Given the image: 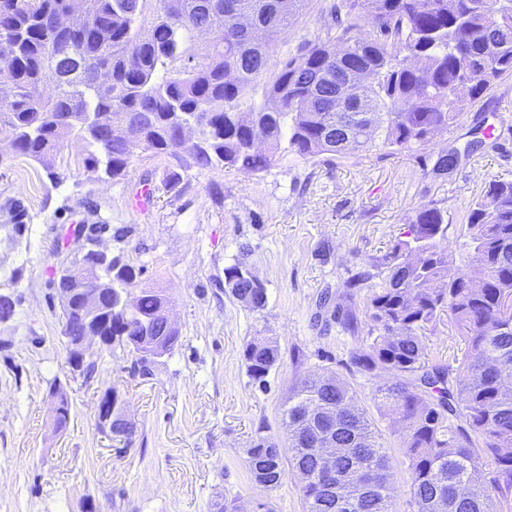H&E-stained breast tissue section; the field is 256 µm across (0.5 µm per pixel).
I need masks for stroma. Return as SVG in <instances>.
I'll use <instances>...</instances> for the list:
<instances>
[{"label": "stroma", "instance_id": "1", "mask_svg": "<svg viewBox=\"0 0 512 512\" xmlns=\"http://www.w3.org/2000/svg\"><path fill=\"white\" fill-rule=\"evenodd\" d=\"M325 0H307L280 51L320 32ZM494 136L466 154L477 128ZM461 151L459 166L435 175L438 155ZM83 141L67 138L47 162L15 154L0 130V294L17 304L0 322V512H218V503L268 504L303 512L293 476L266 490L245 466L260 427L280 446L289 387L330 369L357 394L395 469L396 512H413L397 425L372 400L374 380L350 354L370 338L368 288L352 282L402 239L421 204L448 210L441 249L471 272L462 224L492 179L512 180V75L503 77L452 129L410 153L375 147L311 162L280 155L261 172L183 171L166 187L165 158L136 149L127 176L91 169ZM81 224H106L105 243L146 272L142 288L164 289L180 341L152 376L134 372V352L93 351L91 379L72 374L62 343V313L52 283L80 254ZM122 239H115V231ZM246 261L268 291L253 311L224 291L225 267ZM327 307H320L322 294ZM356 315V329L336 312ZM255 336L276 337L281 359L266 383L243 359ZM428 361L457 375L465 345L448 319L424 332ZM71 406L61 431L51 423L52 384ZM112 392L135 426L131 441L98 428L97 405Z\"/></svg>", "mask_w": 512, "mask_h": 512}]
</instances>
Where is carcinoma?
<instances>
[{
  "label": "carcinoma",
  "instance_id": "cac0c4a2",
  "mask_svg": "<svg viewBox=\"0 0 512 512\" xmlns=\"http://www.w3.org/2000/svg\"><path fill=\"white\" fill-rule=\"evenodd\" d=\"M59 0H0V70L11 86L0 96V128L11 133L15 152L44 161L74 135L88 148L87 163L124 179L134 146L111 134L124 123L141 126L143 148L168 158L178 170L235 167L269 169L280 151L306 162L342 157L382 145L411 152L435 133L457 124L496 82L512 75V0H334L322 33L270 72L279 36L299 17L306 0H90L92 13L110 18L111 35L93 32L71 42L47 27ZM152 36H140L147 13ZM249 15L266 32L251 43L235 20ZM201 26L215 37L194 45ZM67 57L74 71L105 67L112 86L69 79L53 99L39 89ZM359 73L369 80L348 100L336 99L337 83ZM199 145L174 151L183 126L200 115ZM346 130L351 145L340 143ZM448 232V210L420 204L404 238L373 265L377 273L366 308L377 335L355 349L357 372L378 379L374 400L396 423L407 448V476L416 512H512V391L501 388L498 370H512V181L492 179L469 207L464 235L469 260L481 275L453 270L438 247ZM144 267L121 257L101 275L112 288V311L103 324L112 344L138 353L134 369L151 374L153 361L139 353L146 336L175 347L179 331L163 332L165 296L142 288L133 309L123 306ZM242 260L224 268V286L245 307L258 311L268 296L262 282L244 276ZM448 314L466 345L456 385L448 370L430 365L420 332ZM65 347L83 336L73 316L62 321ZM278 342L255 337L244 350L247 371L263 383L278 365ZM356 392L327 369L299 380L288 393L282 427L292 454L283 459L276 439L259 428L246 450L252 481L279 487L287 472L312 479L300 487L304 512H393L391 457L376 440L366 413L343 411ZM336 427L343 455L336 466L341 493L327 489L315 452L320 434Z\"/></svg>",
  "mask_w": 512,
  "mask_h": 512
}]
</instances>
